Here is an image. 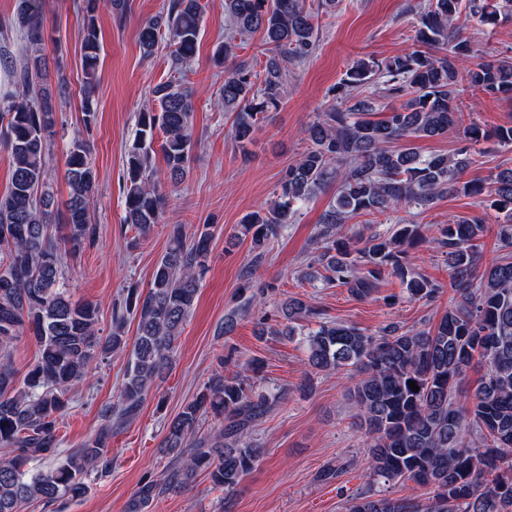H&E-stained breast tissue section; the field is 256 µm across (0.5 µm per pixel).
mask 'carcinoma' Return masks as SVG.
<instances>
[{
    "mask_svg": "<svg viewBox=\"0 0 512 512\" xmlns=\"http://www.w3.org/2000/svg\"><path fill=\"white\" fill-rule=\"evenodd\" d=\"M121 18L127 0H82L78 37L83 51L82 113L85 131L96 120L99 81L100 6ZM232 34L216 46L222 66L235 56V39L256 32L268 45L260 69L240 62L224 79L220 99L233 116L231 136L246 147L264 114L280 108L288 65L309 59L317 48L319 12L306 0H222ZM200 0H168L166 8L139 29L143 55L150 57L168 37L169 76L152 89L157 106L138 113L123 176L124 219L136 247L162 223L167 203L161 185L181 184L189 172L195 91L184 83L202 30ZM512 20V0H422L415 13L419 48L384 59L360 58L334 89L335 102L307 125L309 147L288 166L267 207L246 214L236 237L250 241L255 260L297 221L303 204L336 186L320 219V253L302 278L347 287L357 299L378 288L384 273L399 278L410 300L432 302L444 285L413 272L406 261L417 244L434 246L448 265L455 291L435 326L406 329L390 322L376 333L326 321L320 310L297 298L280 304L281 317L299 334L308 366L345 375L357 408L355 428L369 448L368 478L411 482L431 496L365 495L348 500L346 512H512V261L503 258L478 270L480 241L489 232L476 216H453L446 224L401 220L382 228L365 225L351 238L342 225L361 216L391 215L403 208L424 212L445 194L481 196L499 217L496 241L512 248V167L483 182L465 179L477 146L494 138L512 146V123L487 131L476 124L460 132L451 155L422 156L419 138L442 136L460 121L458 97L467 89L512 100V57L473 64L475 50L465 30L476 21L495 27ZM45 0H18L13 19L0 29L26 39L22 62L3 67L14 93L0 99V146L12 158L10 187L0 196V512L22 505H64L81 499L92 475L108 469L112 427L137 413L156 378L167 368L175 342L194 306L207 270L215 225L192 234L171 224L167 248L148 291L127 288L124 305L113 310L112 331L98 335L97 308L72 300L57 241L50 231L55 197L48 186V155L56 137L55 108L44 54ZM383 95L409 96L381 111ZM165 168H153L156 134ZM69 187L64 202V240L71 253L93 244L97 225L89 209L98 193L97 174L85 138L69 141ZM138 319L134 340L125 335L126 316ZM297 322L315 327L295 328ZM39 346L38 362L23 384L14 379L11 354L25 329ZM131 348L119 397L95 437L60 451V418L69 393L93 366ZM480 361L484 373L474 393L464 391L467 372ZM419 386L415 392L408 381ZM286 390L255 391L236 374L214 375L204 390L167 426L163 448L173 463L136 492L143 506L170 488L187 486L200 471L214 487L230 493L258 465L263 449L246 440L250 427ZM213 431L198 433L202 417ZM57 460L46 472L34 464Z\"/></svg>",
    "mask_w": 512,
    "mask_h": 512,
    "instance_id": "carcinoma-1",
    "label": "carcinoma"
}]
</instances>
